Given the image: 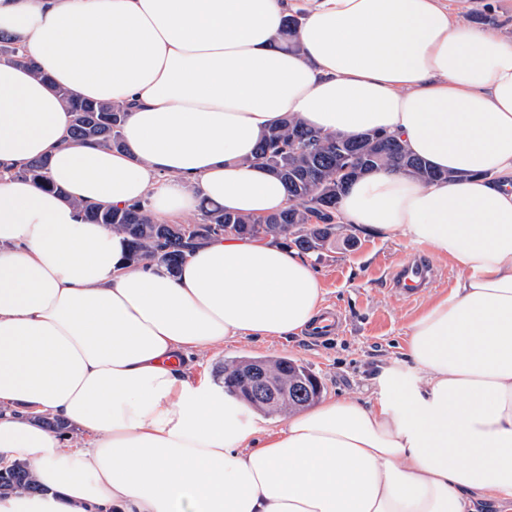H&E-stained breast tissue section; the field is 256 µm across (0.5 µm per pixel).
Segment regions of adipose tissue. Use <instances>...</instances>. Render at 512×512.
Instances as JSON below:
<instances>
[{
    "label": "adipose tissue",
    "mask_w": 512,
    "mask_h": 512,
    "mask_svg": "<svg viewBox=\"0 0 512 512\" xmlns=\"http://www.w3.org/2000/svg\"><path fill=\"white\" fill-rule=\"evenodd\" d=\"M298 19L297 48L283 32ZM0 459L43 494L0 512H479L512 501V38L448 0H0ZM127 109L125 148L69 137L58 91ZM293 116L399 138L450 180L381 169L340 213L461 271L383 367L375 402L327 396L265 430L191 374L204 350L313 327L324 285L267 239L191 250L178 276L130 265L87 204L288 205L253 164ZM48 157L50 187L18 171ZM47 413L82 448L35 422Z\"/></svg>",
    "instance_id": "1"
}]
</instances>
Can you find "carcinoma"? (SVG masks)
I'll return each mask as SVG.
<instances>
[{
  "label": "carcinoma",
  "mask_w": 512,
  "mask_h": 512,
  "mask_svg": "<svg viewBox=\"0 0 512 512\" xmlns=\"http://www.w3.org/2000/svg\"><path fill=\"white\" fill-rule=\"evenodd\" d=\"M0 57L23 66L33 62L15 40L0 35ZM60 97L72 113L70 137L99 146L122 147L121 127L124 109L115 104L87 100L64 89ZM255 161L266 166L287 186L288 206L261 218H249L224 211L220 206L205 207L192 224H158L146 205L138 202L125 208L87 206L85 218L105 224L129 241L128 261L133 265L162 264L169 274L178 272L187 251L226 234L282 241L304 254L318 253L336 239L340 224L336 212L349 185L363 173L391 167L424 182L448 180L451 175L429 167L409 153L395 136L365 133L355 138L328 135L311 129L294 117L268 130L262 137ZM48 161L30 162L18 174L43 185L49 184ZM245 359L224 364V392L238 395V371ZM273 377L288 384L310 382L312 373L297 362L281 357L267 362ZM39 490L27 463L14 461L0 468V496Z\"/></svg>",
  "instance_id": "carcinoma-1"
}]
</instances>
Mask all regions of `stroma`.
I'll return each mask as SVG.
<instances>
[{
	"label": "stroma",
	"instance_id": "1",
	"mask_svg": "<svg viewBox=\"0 0 512 512\" xmlns=\"http://www.w3.org/2000/svg\"><path fill=\"white\" fill-rule=\"evenodd\" d=\"M460 7L466 24L512 37V0H460ZM413 251L402 240L366 236L344 225L335 243L311 260L325 287L324 304L339 319L336 331L318 337L306 330L273 341L244 338L195 356L193 375L219 388L225 362L244 356L287 357L320 379L323 395L376 400L377 376L383 366L400 358L410 325L434 300L448 295L460 276L449 260L423 250L441 282L420 298L407 300L389 281Z\"/></svg>",
	"mask_w": 512,
	"mask_h": 512
}]
</instances>
